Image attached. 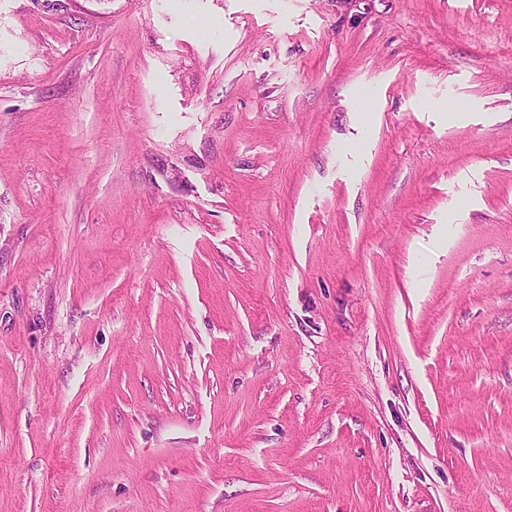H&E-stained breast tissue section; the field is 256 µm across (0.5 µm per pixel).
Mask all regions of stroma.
<instances>
[{"label":"stroma","mask_w":512,"mask_h":512,"mask_svg":"<svg viewBox=\"0 0 512 512\" xmlns=\"http://www.w3.org/2000/svg\"><path fill=\"white\" fill-rule=\"evenodd\" d=\"M0 512H512V0H0Z\"/></svg>","instance_id":"1"}]
</instances>
